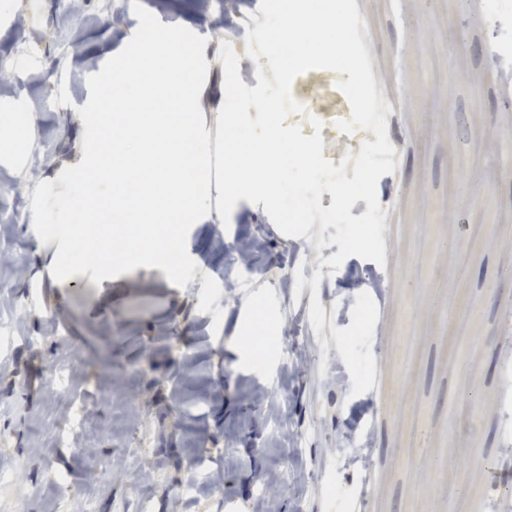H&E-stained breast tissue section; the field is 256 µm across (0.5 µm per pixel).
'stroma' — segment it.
<instances>
[{"label":"stroma","instance_id":"stroma-1","mask_svg":"<svg viewBox=\"0 0 512 512\" xmlns=\"http://www.w3.org/2000/svg\"><path fill=\"white\" fill-rule=\"evenodd\" d=\"M140 2L207 38L199 106L216 134L221 39L244 41L259 0L230 16L221 0ZM355 2L376 91L397 103L387 137L401 152L378 182L384 265L352 256L332 269L338 245L317 242L334 228L287 237L242 199L229 223L213 208L190 229L186 287L143 266L60 283L58 243L33 228L27 163L0 149V327L14 336L0 350V468L16 472L0 512H136L142 496L146 512H512V457L499 454L512 425V53H492L512 44V11L489 28L488 0ZM138 24L127 0H0V67L15 75L0 110L32 116L44 179L80 163L77 109L104 64L75 35L111 32L117 52ZM340 79L298 75L304 111L287 119L309 137L317 118L336 165L370 138L340 131ZM62 88L70 105H47ZM262 313L288 345L259 363L243 327ZM62 365L65 395L49 384ZM76 401L87 425L58 439Z\"/></svg>","mask_w":512,"mask_h":512}]
</instances>
